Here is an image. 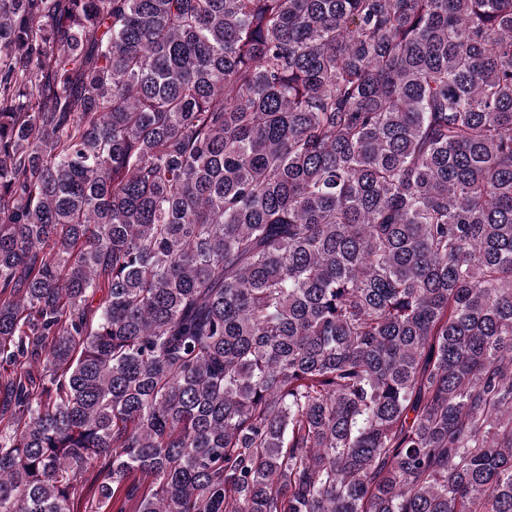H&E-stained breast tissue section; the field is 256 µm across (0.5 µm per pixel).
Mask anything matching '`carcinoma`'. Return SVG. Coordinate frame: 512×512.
Masks as SVG:
<instances>
[{
  "label": "carcinoma",
  "instance_id": "carcinoma-1",
  "mask_svg": "<svg viewBox=\"0 0 512 512\" xmlns=\"http://www.w3.org/2000/svg\"><path fill=\"white\" fill-rule=\"evenodd\" d=\"M0 364V512H512V0H0Z\"/></svg>",
  "mask_w": 512,
  "mask_h": 512
}]
</instances>
